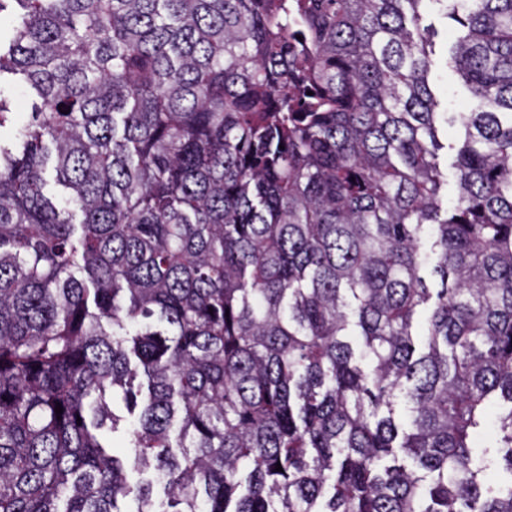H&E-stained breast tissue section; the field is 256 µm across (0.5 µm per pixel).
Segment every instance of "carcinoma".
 I'll return each mask as SVG.
<instances>
[{
  "mask_svg": "<svg viewBox=\"0 0 512 512\" xmlns=\"http://www.w3.org/2000/svg\"><path fill=\"white\" fill-rule=\"evenodd\" d=\"M422 2L0 0V512H512V0L445 218ZM2 94L12 102L14 112H16V125L24 124L30 115L32 98L29 97L27 90L18 84L2 83ZM15 126L8 125L1 130V139L9 141L15 134ZM474 447V452L478 460L486 458L488 460L493 459L496 462L498 458V448L494 431L490 425L486 426L477 437ZM485 451H487V454H484Z\"/></svg>",
  "mask_w": 512,
  "mask_h": 512,
  "instance_id": "cac0c4a2",
  "label": "carcinoma"
}]
</instances>
